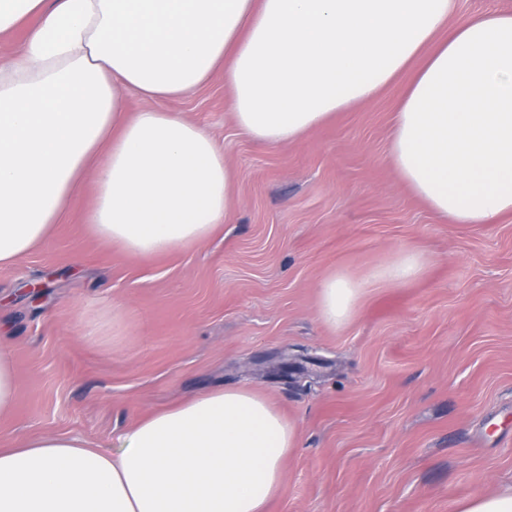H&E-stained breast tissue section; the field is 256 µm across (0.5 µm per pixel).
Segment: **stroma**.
<instances>
[{
  "label": "stroma",
  "mask_w": 512,
  "mask_h": 512,
  "mask_svg": "<svg viewBox=\"0 0 512 512\" xmlns=\"http://www.w3.org/2000/svg\"><path fill=\"white\" fill-rule=\"evenodd\" d=\"M403 87L275 147L238 129L223 76L165 102L224 153V226L132 255L89 232L87 184L0 266L16 376L0 448L70 435L111 449L162 407L246 385L298 430L269 512H457L512 487V216L451 224L402 183L389 143ZM403 250L427 257L420 278L367 286L342 327L320 320L324 276Z\"/></svg>",
  "instance_id": "35a3bbf8"
}]
</instances>
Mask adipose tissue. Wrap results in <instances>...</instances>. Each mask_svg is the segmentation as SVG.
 Returning a JSON list of instances; mask_svg holds the SVG:
<instances>
[{
	"mask_svg": "<svg viewBox=\"0 0 512 512\" xmlns=\"http://www.w3.org/2000/svg\"><path fill=\"white\" fill-rule=\"evenodd\" d=\"M453 0H0V265L50 234L85 178L101 241L161 255L209 238L232 174L213 137L159 102L216 72L236 124L270 146L405 79L390 136L402 182L454 224L512 215V11L450 23ZM136 94L153 109L128 114ZM406 251L334 272L318 315L354 316L367 285L419 278ZM109 453L78 437L0 448V512H268L295 424L253 389L157 411Z\"/></svg>",
	"mask_w": 512,
	"mask_h": 512,
	"instance_id": "1",
	"label": "adipose tissue"
}]
</instances>
